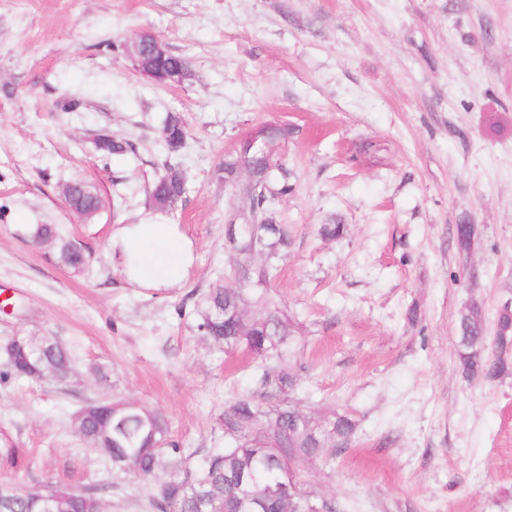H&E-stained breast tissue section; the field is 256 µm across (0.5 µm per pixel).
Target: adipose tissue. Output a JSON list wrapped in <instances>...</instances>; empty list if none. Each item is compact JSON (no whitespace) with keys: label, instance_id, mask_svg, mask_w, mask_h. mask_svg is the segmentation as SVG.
<instances>
[{"label":"adipose tissue","instance_id":"ef3b65f1","mask_svg":"<svg viewBox=\"0 0 512 512\" xmlns=\"http://www.w3.org/2000/svg\"><path fill=\"white\" fill-rule=\"evenodd\" d=\"M112 249L137 283H178L191 260L187 239L172 224L127 225L113 236Z\"/></svg>","mask_w":512,"mask_h":512}]
</instances>
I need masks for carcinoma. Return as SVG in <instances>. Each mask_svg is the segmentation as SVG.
Here are the masks:
<instances>
[{"label":"carcinoma","mask_w":512,"mask_h":512,"mask_svg":"<svg viewBox=\"0 0 512 512\" xmlns=\"http://www.w3.org/2000/svg\"><path fill=\"white\" fill-rule=\"evenodd\" d=\"M161 139L166 155H177L185 145L189 129L183 116L171 112L165 117ZM130 147L123 138H104L97 152L103 156L122 155ZM252 168L260 182L240 183L235 196L238 209L260 215L257 224H245L230 242L236 264L224 273L206 294L198 330L211 346L224 350L244 349L260 360L277 359L273 367H260L257 383L260 395L239 399L224 410L220 419L224 449L208 455L199 466L194 454L171 439L168 420L143 404L128 408L127 399L89 402L73 418L80 437L103 453L117 474H133L155 480L149 499L152 512H308L309 498L300 493L289 505L269 489L288 470L287 461L301 464L321 455L329 441L347 443L355 424L343 415L316 421L293 402L299 371L288 360L294 343V329L280 302L270 294L276 261L288 253V226L272 222V201L291 190L284 182L274 191L267 188L268 166L255 152L244 151L224 163L226 178L236 177L238 168ZM69 205L90 216L100 206L97 193L79 181L67 184ZM185 193L181 169L165 164V173L153 184L149 195L165 208V201L179 200ZM30 237L39 243H55L62 265L78 269L86 256L62 239L51 224H35ZM455 236L461 250L474 240L471 224H458ZM261 258L256 262L255 258ZM457 363L467 377L494 382L512 373V312L498 311L495 332L486 336L481 306L468 304L458 319ZM1 375L15 379L41 378L66 383L79 374L68 347L49 336L23 335L20 343L3 353ZM20 449L0 445V468L18 467ZM14 486L0 484V512H44L35 495H16ZM61 512H92L102 508L98 497L78 495L66 486H54Z\"/></svg>","instance_id":"obj_1"}]
</instances>
